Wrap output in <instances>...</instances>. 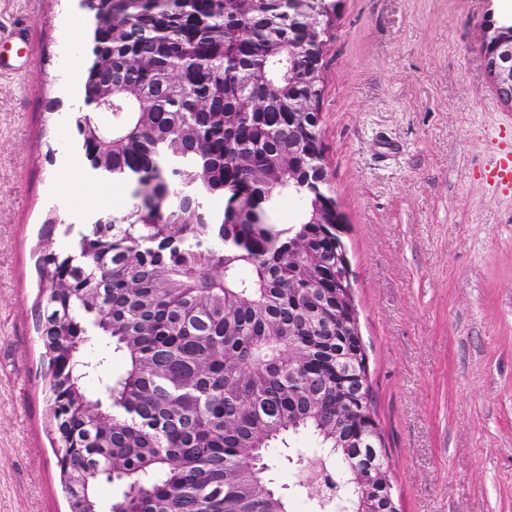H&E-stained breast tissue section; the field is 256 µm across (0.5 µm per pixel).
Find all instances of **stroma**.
I'll list each match as a JSON object with an SVG mask.
<instances>
[{
    "label": "stroma",
    "instance_id": "stroma-1",
    "mask_svg": "<svg viewBox=\"0 0 512 512\" xmlns=\"http://www.w3.org/2000/svg\"><path fill=\"white\" fill-rule=\"evenodd\" d=\"M501 0H338L321 124L329 183L399 512H512V195L480 179L512 126L476 35ZM31 63L0 74V512H69L37 332L48 232L125 209L75 120L92 60L80 0H0ZM278 449L290 512H317Z\"/></svg>",
    "mask_w": 512,
    "mask_h": 512
}]
</instances>
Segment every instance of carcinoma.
<instances>
[{
  "label": "carcinoma",
  "mask_w": 512,
  "mask_h": 512,
  "mask_svg": "<svg viewBox=\"0 0 512 512\" xmlns=\"http://www.w3.org/2000/svg\"><path fill=\"white\" fill-rule=\"evenodd\" d=\"M94 22L84 92H107L112 141L95 112L76 120L90 169L131 203L39 258V332L50 424L69 512H289L270 490L275 448L310 436L334 492L328 512H361L349 465L389 456L370 402L358 321L337 302L350 272L334 224H316L324 153L323 55L331 0H81ZM215 197L226 199L220 211ZM298 220L271 221L279 201ZM100 336L121 375L95 393L84 354ZM362 435L344 445L336 431Z\"/></svg>",
  "instance_id": "obj_1"
}]
</instances>
